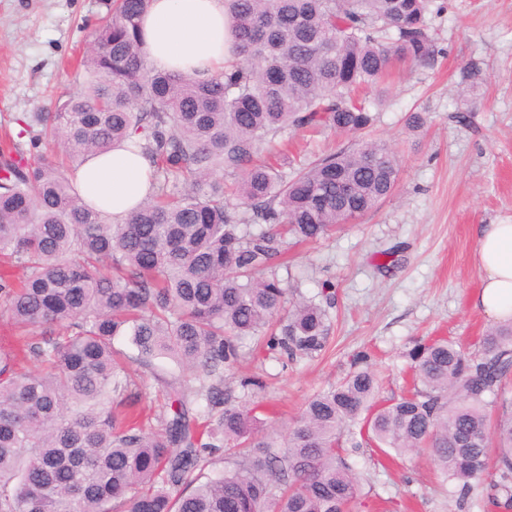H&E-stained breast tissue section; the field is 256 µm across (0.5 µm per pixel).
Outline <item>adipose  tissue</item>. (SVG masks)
<instances>
[{
	"instance_id": "obj_1",
	"label": "adipose tissue",
	"mask_w": 512,
	"mask_h": 512,
	"mask_svg": "<svg viewBox=\"0 0 512 512\" xmlns=\"http://www.w3.org/2000/svg\"><path fill=\"white\" fill-rule=\"evenodd\" d=\"M231 25L224 0H152L140 19L142 50L157 69L206 79L224 66ZM71 181L110 224L124 223L152 192L149 162L130 143L89 157ZM473 262L481 274L473 307L497 322L512 319V224L484 225Z\"/></svg>"
}]
</instances>
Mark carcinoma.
Here are the masks:
<instances>
[{"label":"carcinoma","mask_w":512,"mask_h":512,"mask_svg":"<svg viewBox=\"0 0 512 512\" xmlns=\"http://www.w3.org/2000/svg\"><path fill=\"white\" fill-rule=\"evenodd\" d=\"M151 2L107 0L80 92L17 122L18 137L52 140L74 169L133 141L154 195L108 224L47 153H0V255L26 270L18 284L0 276V313L40 329L23 351L47 366L22 372L0 352V512H351L358 481L342 451L369 441L429 451L445 477L465 489L487 479L494 505L512 509V410L493 423L486 412L512 407V321L474 355L416 344L412 392L383 403L357 356L281 440L224 398L246 337L289 357L324 349L326 310L285 308L275 261L285 236L321 238L393 192L397 157L364 136L373 103L358 91L397 62L434 61L433 0H228L234 59L207 80L149 65L139 19ZM288 128L353 139L288 173V153L261 159ZM118 336L131 360L180 369L156 432L133 410L142 389Z\"/></svg>","instance_id":"1"}]
</instances>
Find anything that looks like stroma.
Wrapping results in <instances>:
<instances>
[{
	"label": "stroma",
	"mask_w": 512,
	"mask_h": 512,
	"mask_svg": "<svg viewBox=\"0 0 512 512\" xmlns=\"http://www.w3.org/2000/svg\"><path fill=\"white\" fill-rule=\"evenodd\" d=\"M434 4V64L397 65L374 111L371 137L399 160L393 194L318 241L289 243L277 269L289 302L326 309L325 350L291 360L251 338L243 361L224 371L225 397L256 409L276 436L358 354H370L381 399H397L412 387L417 343L445 339L471 355L494 326L472 306L480 285L473 254L480 225L512 223V0ZM106 12L105 0H0V148L16 139L32 154L18 118L79 90V61ZM473 64L477 75L464 79ZM413 111L426 116L417 131L406 126ZM170 368L165 359L150 371L132 366L147 389L145 414L160 411ZM249 377L263 389L244 392ZM344 456L360 486L354 512H499L487 483L462 492L430 455L388 457L370 444Z\"/></svg>",
	"instance_id": "35a3bbf8"
}]
</instances>
